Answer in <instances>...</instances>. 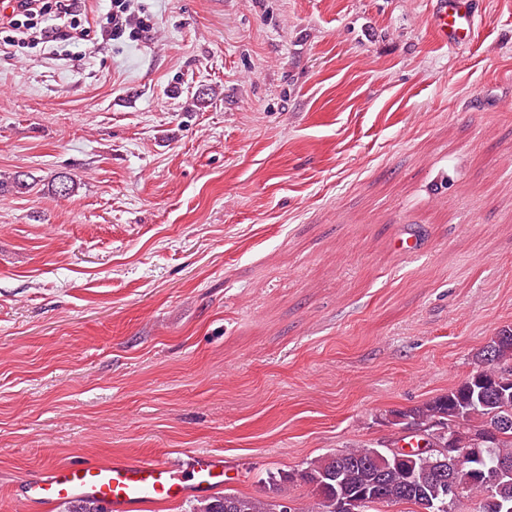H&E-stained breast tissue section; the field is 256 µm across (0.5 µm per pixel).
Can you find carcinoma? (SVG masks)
<instances>
[{
  "mask_svg": "<svg viewBox=\"0 0 512 512\" xmlns=\"http://www.w3.org/2000/svg\"><path fill=\"white\" fill-rule=\"evenodd\" d=\"M483 367L448 393L419 406L395 414L393 425L403 428L410 438L422 439L409 458L395 461L399 439L375 445L348 447L336 453L310 460L300 470V482L315 498L308 509L291 512H336L333 500L338 496L364 494L370 503L381 507L412 504L428 507L430 512H458L457 501L445 494L451 476L465 477L470 468L468 450L475 447V436L488 432L501 417L512 416V327L500 329L476 354ZM438 421L457 427L454 446L458 448L460 468L440 473L438 453L430 424ZM484 465L509 464L497 482L487 484L474 478L467 485L476 499L474 512H512V429L490 436L483 445ZM294 480L292 474L270 477L274 496L260 499L226 493L199 500L189 512H279L277 500L283 498L281 485ZM66 512H107L105 506L79 498L68 502Z\"/></svg>",
  "mask_w": 512,
  "mask_h": 512,
  "instance_id": "1",
  "label": "carcinoma"
}]
</instances>
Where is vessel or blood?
<instances>
[{
	"mask_svg": "<svg viewBox=\"0 0 512 512\" xmlns=\"http://www.w3.org/2000/svg\"><path fill=\"white\" fill-rule=\"evenodd\" d=\"M432 22L437 42L461 47L470 41L478 16L470 0H432ZM223 476L224 458L219 454H193L178 464L164 460L53 464L27 486L25 498L48 507L89 497L106 504L110 512H130L142 502L208 494L222 486Z\"/></svg>",
	"mask_w": 512,
	"mask_h": 512,
	"instance_id": "vessel-or-blood-1",
	"label": "vessel or blood"
}]
</instances>
